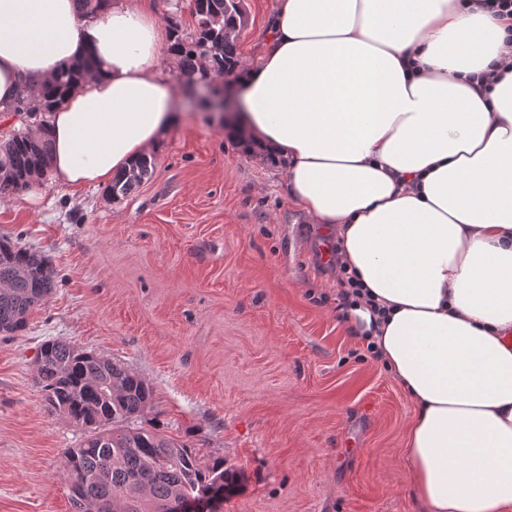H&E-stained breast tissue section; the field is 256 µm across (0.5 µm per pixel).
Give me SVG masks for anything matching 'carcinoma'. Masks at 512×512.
I'll return each instance as SVG.
<instances>
[{
	"mask_svg": "<svg viewBox=\"0 0 512 512\" xmlns=\"http://www.w3.org/2000/svg\"><path fill=\"white\" fill-rule=\"evenodd\" d=\"M80 13L102 16L112 0H75ZM196 37L188 40L171 26V52L182 73L207 84L236 70L237 44L247 26L243 0H189ZM91 54L63 67L39 90L3 107L34 115L52 111L77 82L97 72ZM48 132H21L0 139V193L26 189L50 159ZM153 161L143 157L113 180L109 192L120 199L151 177ZM56 273L45 256L10 239L0 240V331H24L34 309L53 292ZM37 384L43 404L89 428L78 448L64 452V473L73 512H158L172 499L202 500L232 494L238 475L224 458L208 460L195 449L152 429L131 423L152 406V388L124 365L61 341H47L37 358Z\"/></svg>",
	"mask_w": 512,
	"mask_h": 512,
	"instance_id": "cac0c4a2",
	"label": "carcinoma"
}]
</instances>
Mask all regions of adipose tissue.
<instances>
[{
	"mask_svg": "<svg viewBox=\"0 0 512 512\" xmlns=\"http://www.w3.org/2000/svg\"><path fill=\"white\" fill-rule=\"evenodd\" d=\"M171 31L149 0L104 16L0 0V102L85 54L46 117L51 178L108 186L178 122ZM495 71L490 86L475 74ZM227 123L284 165L283 193L339 244L373 342L415 406L425 512H512V20L463 0H277Z\"/></svg>",
	"mask_w": 512,
	"mask_h": 512,
	"instance_id": "ef3b65f1",
	"label": "adipose tissue"
}]
</instances>
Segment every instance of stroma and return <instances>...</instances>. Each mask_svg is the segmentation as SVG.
I'll use <instances>...</instances> for the list:
<instances>
[{"mask_svg":"<svg viewBox=\"0 0 512 512\" xmlns=\"http://www.w3.org/2000/svg\"><path fill=\"white\" fill-rule=\"evenodd\" d=\"M277 0H246L257 61ZM186 122L129 196L42 177L0 194V238L40 250L54 291L0 335V512H71L63 453L84 429L36 383L46 340L127 365L152 387L138 426L223 458L217 512H422L405 480L414 405L336 316L328 241L284 198L283 167L234 143L168 61Z\"/></svg>","mask_w":512,"mask_h":512,"instance_id":"35a3bbf8","label":"stroma"}]
</instances>
